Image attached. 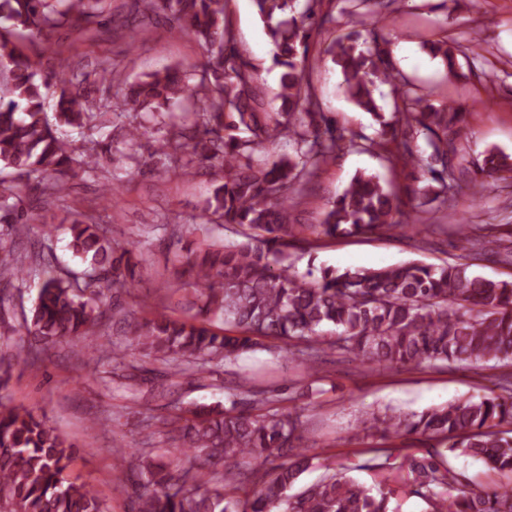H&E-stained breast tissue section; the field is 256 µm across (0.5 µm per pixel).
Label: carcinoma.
Segmentation results:
<instances>
[{
    "instance_id": "cac0c4a2",
    "label": "carcinoma",
    "mask_w": 512,
    "mask_h": 512,
    "mask_svg": "<svg viewBox=\"0 0 512 512\" xmlns=\"http://www.w3.org/2000/svg\"><path fill=\"white\" fill-rule=\"evenodd\" d=\"M135 2L141 23L163 15L198 41L205 63L194 83L177 66L126 82L122 103L134 112L170 117L154 153L169 160L175 174H221V183L200 203L198 219L231 228L244 241H212L189 252L183 275L193 291L185 305L190 315H160L135 324L130 347L171 366L177 378L201 375L208 364L233 366L259 338L281 342V349L310 371L326 345L366 367L438 362L512 367V281L471 271L475 261L507 260L512 253L497 238L471 235L467 224L457 225L466 254L436 267L409 261L380 269H325L306 281L286 264L288 250L309 229L294 222L291 211L307 196L321 167L345 151L375 152L394 168L424 166L431 183L421 191L444 209L454 200L456 168L448 164V154L455 148L448 135L455 133L463 112L452 103L435 105L390 61L388 40L379 30L392 22L397 0H336L340 13L372 14L376 21L363 33L338 36L324 50L341 70L347 97L380 125L378 138L370 140L343 134L322 110L309 79L311 40L324 25L336 23L333 12L320 13L324 0H305L299 16L294 0H254L281 69L276 110L265 102L256 68L243 58L226 23L227 0ZM106 8L107 0H0V171L10 169L19 178L10 185L0 180V304L7 292L27 286L26 259L43 267L32 317L25 322L28 339L9 348L8 363L0 367V390L7 387L12 365H33L44 348L89 335L106 318L103 298L134 287L137 249L114 243L105 225L82 213L64 230L73 256L88 262L86 269L58 268L45 243L31 257L18 249L30 226L41 223L39 208L27 202L28 191L39 189L50 203H62L64 176L104 165L96 153L76 152L59 127L86 128L112 101L90 98L64 72L45 70L42 62L8 48L7 37L38 45L42 58L54 52L51 35L64 23H93ZM424 48L442 59L450 76H458L457 54L447 39L428 41ZM94 75L114 83L121 71L105 58ZM379 83L390 86L403 123L379 112L374 97ZM50 96L56 99L53 122L45 111ZM417 133L431 148L425 164L413 147ZM140 139V125L130 124L126 159H137ZM281 140L292 153L273 161L256 158L261 148ZM485 166L504 178L512 174V156L490 149ZM404 218L410 215L393 191L377 176L358 173L332 201L319 234L400 233ZM201 312L221 318L224 331L205 325ZM229 399L231 407L224 410L175 401L147 428L187 454L224 463V479L243 491L234 512H389L393 491L386 482L367 486L335 471L288 494L311 463L299 445L298 419L268 407L269 399L247 380ZM358 423L383 438L421 436L509 479L474 487L438 451L408 456L401 467L410 493L423 499L429 512H512V370L479 398L409 416L366 411ZM285 455L287 461L264 472L234 471L239 456L266 463ZM114 456L115 481L130 488L137 512H228L224 484L203 490L190 467L171 470L147 452L136 463L127 462L121 449ZM75 462L74 446L45 417L0 404V512H104L89 484L71 477Z\"/></svg>"
}]
</instances>
